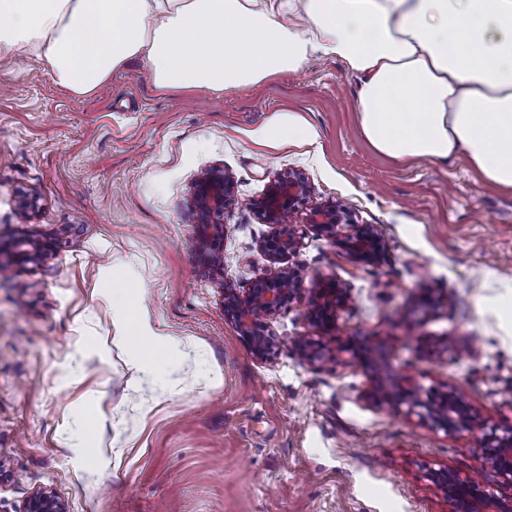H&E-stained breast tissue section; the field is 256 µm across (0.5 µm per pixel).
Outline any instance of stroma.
<instances>
[{"instance_id":"obj_1","label":"stroma","mask_w":512,"mask_h":512,"mask_svg":"<svg viewBox=\"0 0 512 512\" xmlns=\"http://www.w3.org/2000/svg\"><path fill=\"white\" fill-rule=\"evenodd\" d=\"M356 87L323 60L242 90L162 92L133 63L77 98L37 59L0 55V264L21 195L38 198L34 230L59 236L44 263L0 278V512L42 490L67 512H457L433 482L440 469L481 475L497 493L503 477L482 466L480 431L449 435L373 406V372L349 347L371 344L395 382L456 389L483 421L512 429V336L487 308L512 297V191L462 159L375 152ZM288 113L315 145L259 141ZM218 168L234 180L220 269L200 245L193 199ZM288 172L312 185L307 207L331 202L376 227L386 257L354 260L297 213L288 264L304 283L264 320L275 352L261 359L226 315L224 290L249 288L268 266L259 243L275 227L250 203ZM122 261L139 274L125 302L187 345L170 377L131 369L138 336L115 337ZM320 276L350 295L327 322L310 315ZM304 337L320 340V362L295 352Z\"/></svg>"}]
</instances>
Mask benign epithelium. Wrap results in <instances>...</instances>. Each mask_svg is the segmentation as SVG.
<instances>
[{
    "label": "benign epithelium",
    "mask_w": 512,
    "mask_h": 512,
    "mask_svg": "<svg viewBox=\"0 0 512 512\" xmlns=\"http://www.w3.org/2000/svg\"><path fill=\"white\" fill-rule=\"evenodd\" d=\"M232 189V177L222 170H211L199 178L194 197L200 212V223L217 230L222 228L224 207L231 200ZM310 194L308 185L293 175L279 174L270 181L264 196L253 204L262 222L285 226V230L278 232L264 246L270 266L256 276L247 290L224 289L225 306L236 328L255 354L261 357L271 349L273 337L264 334L259 318L278 312L303 285L300 273H286L277 264L299 251L300 237L293 230L292 218ZM36 209V198L21 196L16 210L19 228V237L15 242L17 266L41 264L52 254L58 242V236L52 234L32 239L30 224L33 223ZM305 220L327 238L342 241L353 258L375 266L382 263L385 243L373 226L346 224L343 212L325 205L309 210ZM317 296L322 310L336 311L345 306L347 292L339 282L329 281L317 288ZM296 350L309 364L319 360V347L314 341L303 338L297 342ZM367 398L376 407L394 408L406 404L422 422L447 434L462 429L481 431L483 447L487 448L482 456L484 464L504 476L500 494L485 493L477 475L461 478L451 471H440L434 475V481L448 497L461 504L463 512H512V430L497 433L496 429L472 416L468 404L453 391L442 394L433 392L422 397L401 385L388 391L380 383L368 393ZM16 512L67 510L52 494L38 491Z\"/></svg>",
    "instance_id": "7a95c632"
}]
</instances>
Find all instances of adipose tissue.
Instances as JSON below:
<instances>
[{
  "mask_svg": "<svg viewBox=\"0 0 512 512\" xmlns=\"http://www.w3.org/2000/svg\"><path fill=\"white\" fill-rule=\"evenodd\" d=\"M2 53L44 60L76 97L133 61L156 89L224 92L335 59L378 153L462 158L512 191V0H0ZM118 321L141 333L137 370L175 362L146 315Z\"/></svg>",
  "mask_w": 512,
  "mask_h": 512,
  "instance_id": "1",
  "label": "adipose tissue"
}]
</instances>
